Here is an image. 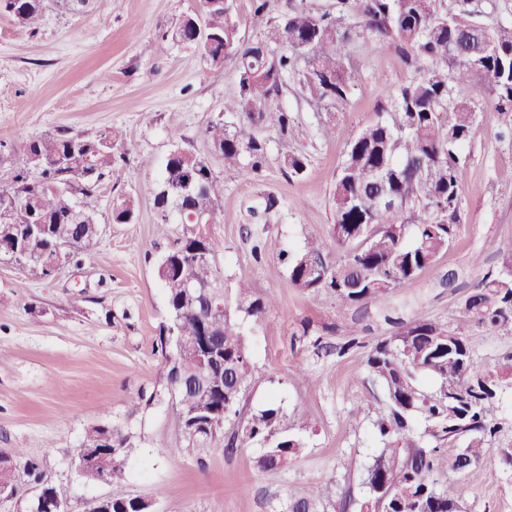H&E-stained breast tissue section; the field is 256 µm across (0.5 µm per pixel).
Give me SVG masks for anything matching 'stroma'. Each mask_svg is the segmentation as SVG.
Returning a JSON list of instances; mask_svg holds the SVG:
<instances>
[{"instance_id":"1","label":"stroma","mask_w":512,"mask_h":512,"mask_svg":"<svg viewBox=\"0 0 512 512\" xmlns=\"http://www.w3.org/2000/svg\"><path fill=\"white\" fill-rule=\"evenodd\" d=\"M234 6L239 34L251 43L280 19L286 0H267L260 12L253 0ZM199 9V0H93L78 15L47 10L34 31L0 15V183L23 165L31 137L93 136L112 126L126 133L124 160L96 199L100 243L80 266L45 276L0 262V455L38 459L69 512L110 494L145 499L152 512H284L300 499L339 512L345 499L367 495L365 474L381 446L373 424L387 403L365 367L377 341L425 317L471 333L482 367L495 369L512 354V334L472 327L462 313L472 286L501 268L496 243L512 239V141L498 136L503 118L485 81L454 86L453 97L475 109L476 132L461 151L460 221L434 268L357 305L295 288L283 253L317 238L330 259L340 258L332 194L348 142L415 73L389 43L354 38L346 47L347 101H311L288 77L266 111L288 112L295 135L284 139L271 122L259 125L267 164L255 177L225 166L204 136L238 92L234 61L217 68L193 47L161 38ZM176 145L204 157L224 182V221L209 230L222 246L225 287L247 282L275 305L244 321L254 375L241 416L279 408L282 429L302 443L288 468L259 471L262 445L232 443L241 417L225 423L220 451L189 443L165 390L157 342L168 307L155 271L164 243L149 189ZM292 154L307 160L302 176L288 174L284 159ZM128 195L138 199L134 223H113L114 200ZM270 197L277 205L269 210ZM142 394L150 404L131 408ZM500 405L493 451L466 472L436 476L462 512H512V468L499 453L512 446L511 390ZM97 424L128 438L122 472L109 483L85 480L71 460Z\"/></svg>"}]
</instances>
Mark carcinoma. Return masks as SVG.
<instances>
[{"instance_id":"obj_1","label":"carcinoma","mask_w":512,"mask_h":512,"mask_svg":"<svg viewBox=\"0 0 512 512\" xmlns=\"http://www.w3.org/2000/svg\"><path fill=\"white\" fill-rule=\"evenodd\" d=\"M90 0H24L26 10L14 11L13 0H0L5 14L23 28L35 29L45 10L55 4L78 14ZM473 0H336V10L316 13L306 0H287V11L258 43H245L233 0H200L201 11L183 18L171 39L194 47L214 67L231 57L236 62L238 94L224 103L236 118L210 123L205 129L211 149L224 164L262 172L267 143L257 133L265 105L288 75L298 76L306 94L331 104L347 100L351 76L345 46L356 35L395 46L408 65L425 64L423 73L399 86L380 119L354 134L336 174L332 238L343 255L331 261L323 243L309 240L287 254L293 286L309 292H330L348 304L367 302L415 280L435 266L447 250L458 223L460 151L474 135L475 112L464 100L449 96L451 84L483 78L491 103L504 115L503 133L512 137V24L487 23L468 8ZM286 43L276 56L271 45ZM124 133L108 127L95 136L46 133L26 145L28 163L0 185V257L20 258L23 269L50 275L58 246L77 244L73 261L98 244L100 222L95 195L103 180L118 170ZM151 194L162 206L155 213V232L167 240L156 262V273L167 296L170 324L159 336L161 353L169 349L171 330L198 335L202 316L189 308L177 275L187 270L202 283L220 280L216 254L220 244L206 224L224 223V182L203 157L175 146L163 163L162 177ZM132 197L112 206V221L129 224L136 216ZM174 224L191 229L176 236ZM211 255L196 260L197 252ZM503 264L484 276L466 296L463 314L474 325L512 332V240L497 244ZM325 258V277L309 276L311 264ZM225 308L214 320L216 345L224 352L209 358L185 347L178 365L185 386L172 394L185 414L209 411L214 432L200 440L218 446L224 432V406H237L254 372L239 314L259 319L274 303L254 298L246 286L224 293ZM471 336L428 320H414L369 351V376L384 390L388 413L376 424L382 448L367 470L365 484L377 483L386 496H373L366 512H448L456 499L438 489L433 475L463 455L475 462L492 450L501 392L512 389V357L496 370L473 362ZM431 377L428 391L418 376ZM425 425L427 440L410 445L405 435L412 419ZM234 438L262 444L268 453L256 461L260 470L284 469L296 458L301 443L280 430L279 409L251 415L248 427ZM127 437L112 431V447L104 452L121 472ZM30 477L42 479L32 459H0V484ZM123 495L112 496V512H144Z\"/></svg>"}]
</instances>
